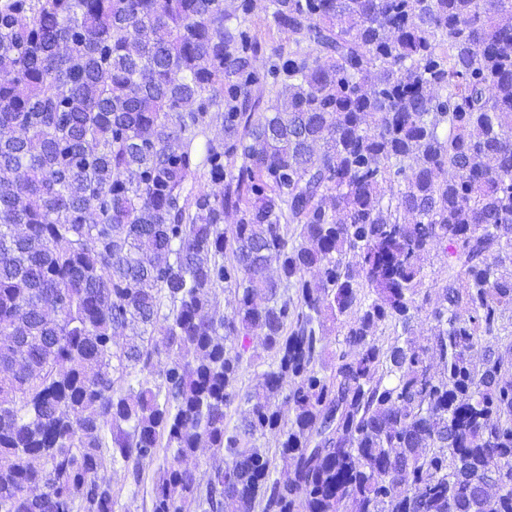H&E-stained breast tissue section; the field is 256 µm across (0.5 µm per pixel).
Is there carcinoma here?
<instances>
[{"instance_id": "obj_1", "label": "carcinoma", "mask_w": 512, "mask_h": 512, "mask_svg": "<svg viewBox=\"0 0 512 512\" xmlns=\"http://www.w3.org/2000/svg\"><path fill=\"white\" fill-rule=\"evenodd\" d=\"M250 13L0 0V512H115L105 456L161 453L150 512H512V0H269L265 74ZM269 0H254V8L249 17V26L251 32L258 38L268 41V54H275L283 57H288V54L295 50V44L292 40H288L287 36L275 37L270 39L267 35L266 27L264 24V17L266 14ZM422 281L423 285L417 298L419 302L425 299L426 304L413 323L416 336H427L430 327L428 312L441 296L442 287L448 281V256L439 245L432 249L425 261ZM250 342V353L256 356L255 365L243 370L241 376L243 387L253 385L256 382V376L266 370L271 362L270 353L264 349L260 336H251Z\"/></svg>"}]
</instances>
